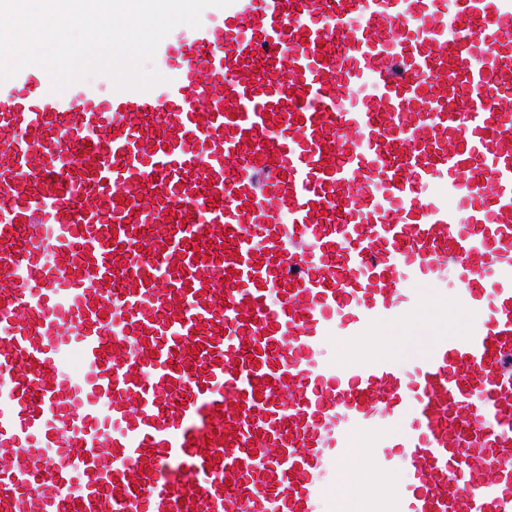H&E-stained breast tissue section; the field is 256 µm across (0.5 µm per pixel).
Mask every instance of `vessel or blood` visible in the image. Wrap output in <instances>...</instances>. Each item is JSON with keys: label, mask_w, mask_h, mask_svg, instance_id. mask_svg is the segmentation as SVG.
<instances>
[{"label": "vessel or blood", "mask_w": 512, "mask_h": 512, "mask_svg": "<svg viewBox=\"0 0 512 512\" xmlns=\"http://www.w3.org/2000/svg\"><path fill=\"white\" fill-rule=\"evenodd\" d=\"M155 58L0 82V512H333L367 465L512 512V0H233ZM410 275L473 325L407 374Z\"/></svg>", "instance_id": "1"}]
</instances>
